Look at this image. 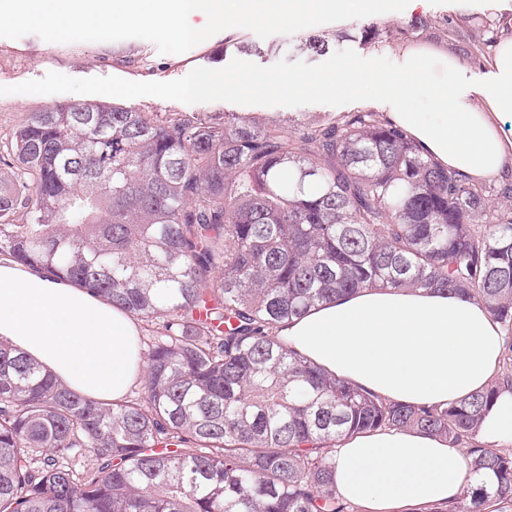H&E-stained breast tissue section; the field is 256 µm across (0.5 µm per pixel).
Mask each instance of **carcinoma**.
<instances>
[{
    "instance_id": "1",
    "label": "carcinoma",
    "mask_w": 512,
    "mask_h": 512,
    "mask_svg": "<svg viewBox=\"0 0 512 512\" xmlns=\"http://www.w3.org/2000/svg\"><path fill=\"white\" fill-rule=\"evenodd\" d=\"M0 164V256L159 327L142 387L112 403L0 341V512H358L336 491V443L411 428L467 446L477 479L428 512H512V452L475 441L512 387V204L492 202L512 188L469 183L370 110L60 103L13 130ZM377 286L484 302L507 332L501 377L406 405L279 340L283 322Z\"/></svg>"
}]
</instances>
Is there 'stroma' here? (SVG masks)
<instances>
[{
	"label": "stroma",
	"instance_id": "35a3bbf8",
	"mask_svg": "<svg viewBox=\"0 0 512 512\" xmlns=\"http://www.w3.org/2000/svg\"><path fill=\"white\" fill-rule=\"evenodd\" d=\"M511 16L512 0H489L488 4L464 9L447 0L446 4L432 5L398 17L397 33L383 45L361 42L359 34L364 22L360 19L317 25L289 36L275 34L263 40L245 29L240 34L241 40L262 42L269 52L263 56L246 52L242 58L261 66L272 65L283 58L316 65L322 63V56L302 53L297 49L301 41L313 35L335 42L337 49H351L365 58L383 46L395 49L424 41L443 40L451 51L457 53L460 64L479 76L485 71L487 59L481 50L486 24L500 29L505 19ZM418 17L429 19V27L420 32L409 31L408 23ZM228 62L229 58L224 54V36L220 33L183 54H162L154 43L135 38L75 43H49L34 34L16 40L0 38V86L36 80L50 71L79 79L117 76L135 82H165L182 78L197 67L218 69ZM82 99L79 93L0 95V139L9 138L29 113L59 101L77 103Z\"/></svg>",
	"mask_w": 512,
	"mask_h": 512
}]
</instances>
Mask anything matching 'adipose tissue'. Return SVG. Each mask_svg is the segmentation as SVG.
<instances>
[{
	"mask_svg": "<svg viewBox=\"0 0 512 512\" xmlns=\"http://www.w3.org/2000/svg\"><path fill=\"white\" fill-rule=\"evenodd\" d=\"M386 64L336 72L347 95L365 89L380 120L470 182L512 179V35L497 42L488 80L472 84L444 43L386 49ZM136 319L42 269L0 257V340L97 400L123 399L141 370ZM289 348L390 400L450 404L500 372L505 333L473 297L368 288L311 309L278 330ZM512 445V391L501 390L476 435ZM336 490L359 512H416L454 501L468 482L459 448L422 431L379 430L340 441Z\"/></svg>",
	"mask_w": 512,
	"mask_h": 512,
	"instance_id": "adipose-tissue-1",
	"label": "adipose tissue"
}]
</instances>
